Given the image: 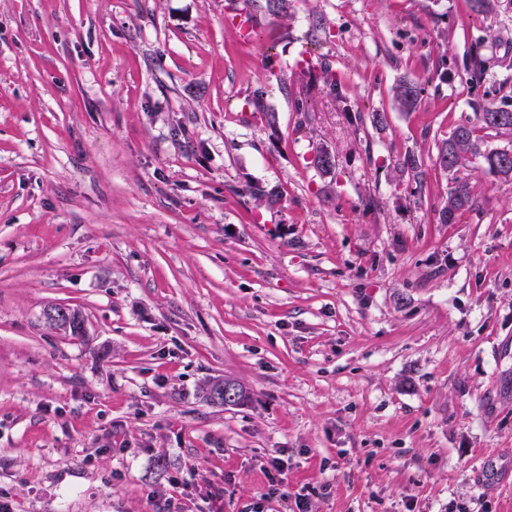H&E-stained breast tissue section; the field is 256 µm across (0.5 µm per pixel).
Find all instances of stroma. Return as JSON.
I'll list each match as a JSON object with an SVG mask.
<instances>
[{"label": "stroma", "instance_id": "stroma-1", "mask_svg": "<svg viewBox=\"0 0 512 512\" xmlns=\"http://www.w3.org/2000/svg\"><path fill=\"white\" fill-rule=\"evenodd\" d=\"M243 6L0 0V500L161 512L175 481L181 512H292L281 450L310 512H512V180L436 160L460 123L512 149L475 115L512 99V0H295L247 38ZM322 55L343 97L298 82ZM227 376L248 399L207 401ZM392 97L398 111L416 112L422 103V89L418 82L401 77L392 87Z\"/></svg>", "mask_w": 512, "mask_h": 512}]
</instances>
